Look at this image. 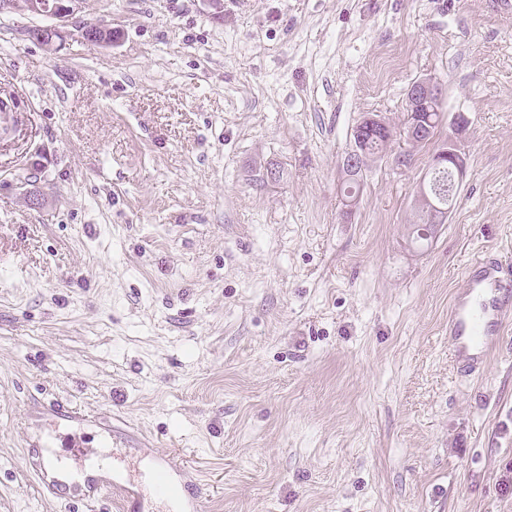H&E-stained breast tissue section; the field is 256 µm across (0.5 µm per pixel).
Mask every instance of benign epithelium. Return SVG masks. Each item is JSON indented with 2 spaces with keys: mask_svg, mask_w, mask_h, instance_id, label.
I'll use <instances>...</instances> for the list:
<instances>
[{
  "mask_svg": "<svg viewBox=\"0 0 512 512\" xmlns=\"http://www.w3.org/2000/svg\"><path fill=\"white\" fill-rule=\"evenodd\" d=\"M24 8L37 15L50 16L65 25L79 11L83 0H64L57 3L55 0H22ZM112 25L104 22L89 25L83 28L82 37L91 43L102 44L107 42ZM442 88L431 78H422L414 81L407 90L406 103L411 112H427L429 108L440 105ZM469 119L463 113L452 117L451 125L454 137L448 139V144L437 150L425 172L415 195V209L419 215L427 220L421 225L422 232L426 233L434 224L443 221L447 212L436 206L430 197V174L439 170H448L453 178L454 185H459L468 167V155L461 147V142L468 127ZM361 141L374 140L378 143H388L394 137V131L386 119L378 114L363 117L355 133Z\"/></svg>",
  "mask_w": 512,
  "mask_h": 512,
  "instance_id": "1",
  "label": "benign epithelium"
}]
</instances>
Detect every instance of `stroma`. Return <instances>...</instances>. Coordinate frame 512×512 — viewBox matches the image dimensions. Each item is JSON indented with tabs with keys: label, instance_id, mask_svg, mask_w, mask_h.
Masks as SVG:
<instances>
[{
	"label": "stroma",
	"instance_id": "obj_1",
	"mask_svg": "<svg viewBox=\"0 0 512 512\" xmlns=\"http://www.w3.org/2000/svg\"><path fill=\"white\" fill-rule=\"evenodd\" d=\"M222 3L83 0L49 46L0 13V512H120L23 476L31 442L82 444L79 471L109 427L197 466L204 512H512V326L478 375L448 355L467 264H512V14ZM100 21L112 44L80 37ZM425 77L469 161L417 248L449 124L394 137L352 211L340 188L353 127H401ZM468 124L469 119L464 113H456L451 120L454 137L448 139V144H445L432 156L428 169L425 172L415 195V209L419 215L428 221L429 224H421L423 218L419 215L417 216L415 213L416 220L410 224V228L412 227V233H409L411 241H427L432 237L429 235V237L424 239L419 238L416 227L420 224V227L422 228L421 232L427 233L429 229L436 226L434 223L441 222L446 218L447 213L449 212L448 192H451L450 206L452 209L457 203L459 188H450L448 172L451 173L455 186H458L462 182L466 174L468 167V155L461 147V142ZM445 169H448V171L441 172L437 175L436 187L440 196L441 205L447 208V212L432 202L429 191V187L431 185L429 181L430 174ZM432 233H434L433 228L431 230V234Z\"/></svg>",
	"mask_w": 512,
	"mask_h": 512
}]
</instances>
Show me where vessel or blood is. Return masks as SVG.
Returning <instances> with one entry per match:
<instances>
[{
	"mask_svg": "<svg viewBox=\"0 0 512 512\" xmlns=\"http://www.w3.org/2000/svg\"><path fill=\"white\" fill-rule=\"evenodd\" d=\"M465 279V288L455 297L448 318V343L453 361L474 371L498 348L504 319L512 312V266L498 260L494 252L485 251L469 263ZM39 454V448L28 450L27 472L43 493L57 496L61 483ZM138 454L153 462L150 480L154 498L175 501L179 512H203L204 489L194 465L174 462L171 455L150 448L139 449ZM109 491L117 493L123 512H145L139 483L117 471L112 474L111 485L89 481L79 500L94 503Z\"/></svg>",
	"mask_w": 512,
	"mask_h": 512,
	"instance_id": "b4317fda",
	"label": "vessel or blood"
}]
</instances>
